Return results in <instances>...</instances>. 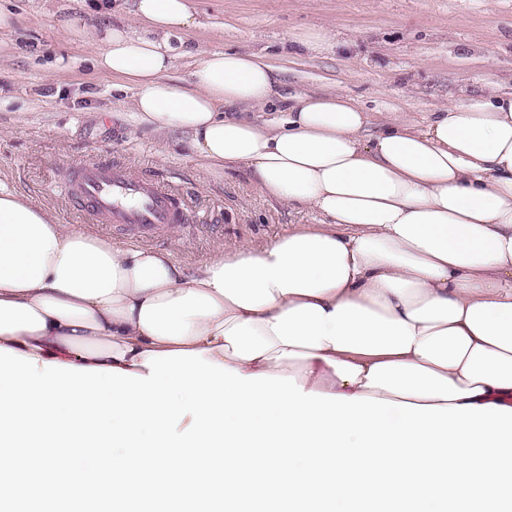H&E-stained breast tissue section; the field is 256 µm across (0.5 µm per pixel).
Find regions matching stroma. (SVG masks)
I'll return each instance as SVG.
<instances>
[{
	"mask_svg": "<svg viewBox=\"0 0 512 512\" xmlns=\"http://www.w3.org/2000/svg\"><path fill=\"white\" fill-rule=\"evenodd\" d=\"M198 25L172 74L188 79L196 57L220 48L260 53L285 93L336 91L374 112H429L488 86L512 91V0H190ZM0 184L83 225L66 173L112 162L178 191L189 223L145 246L197 268L220 251L263 244L309 211L261 195L241 172L209 174L185 137L141 129L130 93L97 76L98 33L135 28L132 0H0ZM327 32L320 49L295 36Z\"/></svg>",
	"mask_w": 512,
	"mask_h": 512,
	"instance_id": "obj_1",
	"label": "stroma"
}]
</instances>
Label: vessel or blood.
I'll list each match as a JSON object with an SVG mask.
<instances>
[{"mask_svg": "<svg viewBox=\"0 0 512 512\" xmlns=\"http://www.w3.org/2000/svg\"><path fill=\"white\" fill-rule=\"evenodd\" d=\"M70 194L88 219L109 223L144 237L156 236L172 224L187 221L181 200L166 186L121 165H85L72 170Z\"/></svg>", "mask_w": 512, "mask_h": 512, "instance_id": "b4317fda", "label": "vessel or blood"}]
</instances>
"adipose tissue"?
Masks as SVG:
<instances>
[{"instance_id": "adipose-tissue-1", "label": "adipose tissue", "mask_w": 512, "mask_h": 512, "mask_svg": "<svg viewBox=\"0 0 512 512\" xmlns=\"http://www.w3.org/2000/svg\"><path fill=\"white\" fill-rule=\"evenodd\" d=\"M133 13L141 29H105L92 62L132 91L138 125L321 221L191 271L0 186V346L141 375L152 353L195 350L323 394L512 408V92L418 123L334 91L281 94L262 57L225 50L181 84L188 0ZM270 105L261 122L230 113Z\"/></svg>"}]
</instances>
